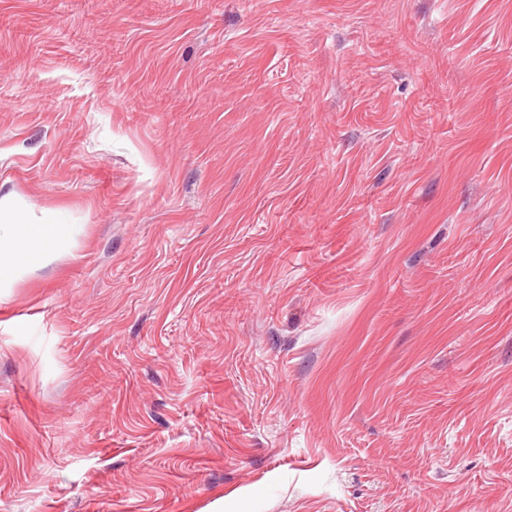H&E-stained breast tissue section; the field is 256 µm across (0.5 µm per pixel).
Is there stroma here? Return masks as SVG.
<instances>
[{
	"label": "stroma",
	"mask_w": 512,
	"mask_h": 512,
	"mask_svg": "<svg viewBox=\"0 0 512 512\" xmlns=\"http://www.w3.org/2000/svg\"><path fill=\"white\" fill-rule=\"evenodd\" d=\"M0 512H512V0H0ZM70 235L69 225L59 215L47 214L41 224H33L25 211L0 199L1 290L32 265L64 251Z\"/></svg>",
	"instance_id": "obj_1"
}]
</instances>
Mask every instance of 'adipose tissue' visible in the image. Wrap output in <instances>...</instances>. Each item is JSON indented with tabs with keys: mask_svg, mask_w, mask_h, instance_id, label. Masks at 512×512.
Instances as JSON below:
<instances>
[{
	"mask_svg": "<svg viewBox=\"0 0 512 512\" xmlns=\"http://www.w3.org/2000/svg\"><path fill=\"white\" fill-rule=\"evenodd\" d=\"M69 242L70 227L59 215H46L42 223L34 224L25 211L0 201V288L32 265L52 259Z\"/></svg>",
	"mask_w": 512,
	"mask_h": 512,
	"instance_id": "adipose-tissue-1",
	"label": "adipose tissue"
}]
</instances>
